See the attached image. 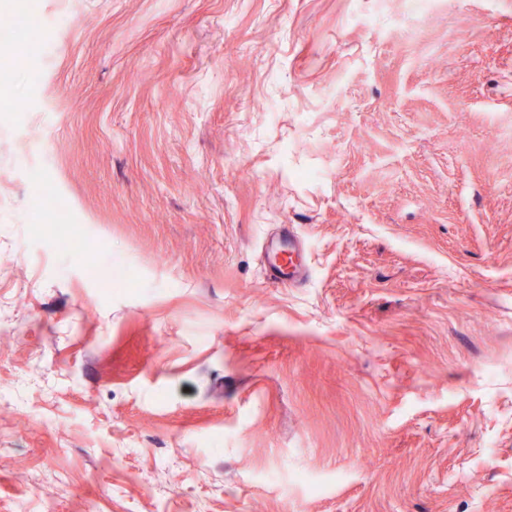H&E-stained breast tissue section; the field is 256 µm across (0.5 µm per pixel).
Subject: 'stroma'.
<instances>
[{
	"instance_id": "stroma-1",
	"label": "stroma",
	"mask_w": 512,
	"mask_h": 512,
	"mask_svg": "<svg viewBox=\"0 0 512 512\" xmlns=\"http://www.w3.org/2000/svg\"><path fill=\"white\" fill-rule=\"evenodd\" d=\"M15 2L0 512H512V0ZM66 217L62 214L57 216L58 231L56 234V242L58 247L69 253L79 254L83 251L82 240L74 236L68 229ZM306 262L304 251L300 250L292 233L288 231L283 243L267 253V263L272 280L286 278L293 280Z\"/></svg>"
}]
</instances>
